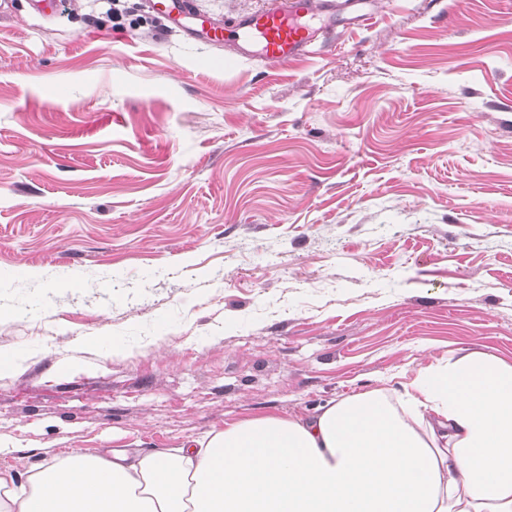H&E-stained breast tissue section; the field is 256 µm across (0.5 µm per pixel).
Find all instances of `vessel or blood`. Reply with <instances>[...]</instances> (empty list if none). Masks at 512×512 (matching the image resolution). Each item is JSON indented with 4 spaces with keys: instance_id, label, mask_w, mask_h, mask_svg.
<instances>
[{
    "instance_id": "b4317fda",
    "label": "vessel or blood",
    "mask_w": 512,
    "mask_h": 512,
    "mask_svg": "<svg viewBox=\"0 0 512 512\" xmlns=\"http://www.w3.org/2000/svg\"><path fill=\"white\" fill-rule=\"evenodd\" d=\"M145 6L188 18L183 35L217 48V60L224 66L254 51L270 66L311 54L318 44L313 19L335 16L342 9L338 0H270L269 7L259 13H242L228 21L209 17L196 23L193 0H145Z\"/></svg>"
}]
</instances>
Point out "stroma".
<instances>
[{
  "label": "stroma",
  "instance_id": "stroma-1",
  "mask_svg": "<svg viewBox=\"0 0 512 512\" xmlns=\"http://www.w3.org/2000/svg\"><path fill=\"white\" fill-rule=\"evenodd\" d=\"M270 68L0 0V470L512 364V0H376Z\"/></svg>",
  "mask_w": 512,
  "mask_h": 512
}]
</instances>
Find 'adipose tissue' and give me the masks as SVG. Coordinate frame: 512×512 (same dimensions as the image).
I'll return each mask as SVG.
<instances>
[{
    "mask_svg": "<svg viewBox=\"0 0 512 512\" xmlns=\"http://www.w3.org/2000/svg\"><path fill=\"white\" fill-rule=\"evenodd\" d=\"M0 512H512V365L459 353L401 389L245 417L175 451L0 471Z\"/></svg>",
    "mask_w": 512,
    "mask_h": 512,
    "instance_id": "obj_1",
    "label": "adipose tissue"
}]
</instances>
